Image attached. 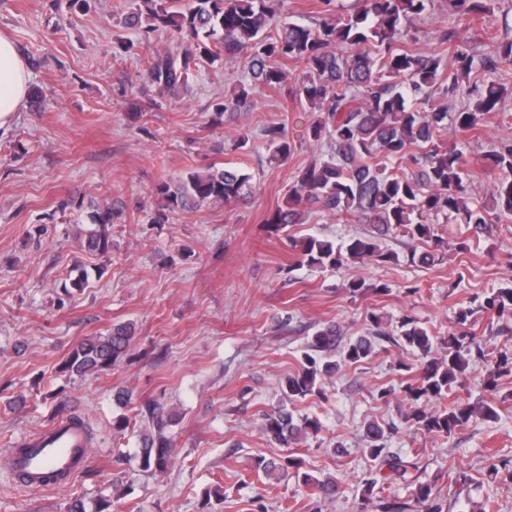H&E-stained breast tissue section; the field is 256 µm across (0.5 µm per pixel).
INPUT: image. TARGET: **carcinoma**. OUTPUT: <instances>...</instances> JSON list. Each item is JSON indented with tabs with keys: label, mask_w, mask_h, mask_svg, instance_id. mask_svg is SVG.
Listing matches in <instances>:
<instances>
[{
	"label": "carcinoma",
	"mask_w": 512,
	"mask_h": 512,
	"mask_svg": "<svg viewBox=\"0 0 512 512\" xmlns=\"http://www.w3.org/2000/svg\"><path fill=\"white\" fill-rule=\"evenodd\" d=\"M282 0H136V7L122 19L126 28L142 30L143 40L166 34L179 41L180 51L153 50L144 57L142 76L155 86L160 96L176 98L189 89L191 68L224 62L248 52V81L215 103V121L230 112H251L256 97L267 89L283 88L289 80L287 64H304L303 75L288 88L291 97L304 101L314 117L306 134L309 140L328 147L327 158L310 163L296 176L283 205L265 220L275 233L302 224L309 213L350 216L373 231L342 243L308 234L288 237L296 251L298 266L343 267L350 263H386L398 256L382 249L381 241L397 233L411 240L434 244L430 251L412 252L407 260L431 266L444 241L435 234L440 219L473 225L477 234L488 233L501 217L512 215V140L499 144L486 155V165L500 173L492 191L493 205L473 207L472 185L463 177L462 150H448L438 137L452 127L470 137H479L478 116L500 111L503 89L489 79L491 65L473 67L468 42L451 32V66L441 72L442 57L420 53L406 42V23L423 13L430 0H356L333 11L335 0H319L321 18L299 24L280 18ZM460 17L483 18L491 13L490 0H449ZM466 84L477 96L475 109L450 111L448 105L431 103L435 91L442 97ZM265 135L273 148L272 159L285 162L293 153L294 141L285 126L272 122ZM155 193L167 202V209L192 212L214 203H239L252 194L250 177L227 166L192 171L184 177L158 183ZM122 216L116 205L105 202L90 215L92 228L78 229L76 240L87 253L104 254L112 248V224ZM346 291L352 296L385 295V284H368L351 279ZM475 306L456 312L459 332L442 341L441 357L432 356L433 339L415 317L399 321L403 346L418 352L420 363L400 369L415 371L417 378L404 388L411 402L408 420L428 433L450 435L473 419L492 420L497 411L492 402L479 398L457 401L433 412L423 403L441 399L464 386L469 357L486 359L482 344L467 333L477 312L489 314L502 325L512 323V287L497 288L473 299ZM134 340V326L116 324L105 336H91L79 342L65 359L62 369L76 376L107 371L121 361ZM369 336L342 342L340 330L327 324L315 331L298 370L281 384L282 401L262 414L261 430L272 442L286 447L316 437L322 431L315 417L294 415L288 405L310 396L327 398L324 381L332 377L340 363H356L375 353ZM340 360H335V355ZM488 360V359H486ZM486 387L493 391L497 380L512 376V355L498 352L488 360ZM140 422L138 448L143 471L164 474L175 457V418L155 400L137 406ZM363 451L379 469H388L403 482L413 481L409 465L388 454L385 428L370 422L365 428ZM302 461L288 456L259 458L254 469L267 477ZM67 472L45 461L40 481L59 484ZM303 482L324 498L336 496L332 479L320 480L308 473Z\"/></svg>",
	"instance_id": "cac0c4a2"
}]
</instances>
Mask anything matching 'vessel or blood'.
<instances>
[{
	"label": "vessel or blood",
	"instance_id": "vessel-or-blood-1",
	"mask_svg": "<svg viewBox=\"0 0 512 512\" xmlns=\"http://www.w3.org/2000/svg\"><path fill=\"white\" fill-rule=\"evenodd\" d=\"M37 450L32 455L14 457V468L27 472L31 477L40 474L41 459H51L57 467L72 469L75 459L84 458L87 450L82 435L76 430L58 425L41 432L36 440Z\"/></svg>",
	"mask_w": 512,
	"mask_h": 512
}]
</instances>
